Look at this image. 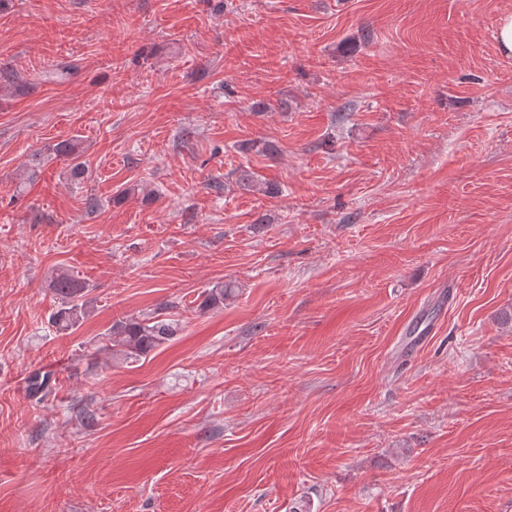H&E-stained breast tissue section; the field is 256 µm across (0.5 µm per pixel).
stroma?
<instances>
[{"instance_id":"1","label":"stroma","mask_w":512,"mask_h":512,"mask_svg":"<svg viewBox=\"0 0 512 512\" xmlns=\"http://www.w3.org/2000/svg\"><path fill=\"white\" fill-rule=\"evenodd\" d=\"M508 15L0 0V512H512ZM65 139L87 179L20 190ZM152 313L178 335L102 351ZM49 285L61 300V307L55 313L54 323L59 330H72L88 315L86 282L74 276L69 270L57 267L51 273ZM161 315L112 324L101 349L112 351V355L119 353L125 361L139 360L176 336L175 320L161 318Z\"/></svg>"}]
</instances>
